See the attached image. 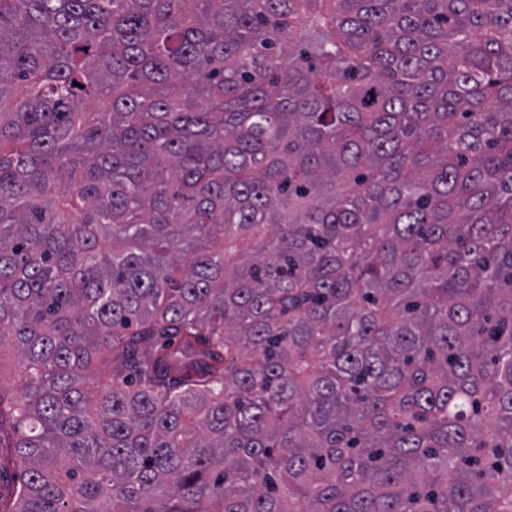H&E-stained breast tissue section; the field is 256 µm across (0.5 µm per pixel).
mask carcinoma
Wrapping results in <instances>:
<instances>
[{"mask_svg":"<svg viewBox=\"0 0 512 512\" xmlns=\"http://www.w3.org/2000/svg\"><path fill=\"white\" fill-rule=\"evenodd\" d=\"M0 512H512V0H0Z\"/></svg>","mask_w":512,"mask_h":512,"instance_id":"cac0c4a2","label":"carcinoma"}]
</instances>
